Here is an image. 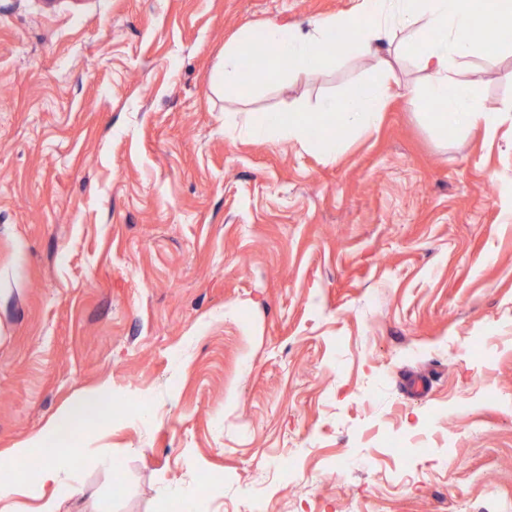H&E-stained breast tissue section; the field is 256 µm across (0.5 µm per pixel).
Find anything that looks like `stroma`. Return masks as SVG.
<instances>
[{"label":"stroma","mask_w":512,"mask_h":512,"mask_svg":"<svg viewBox=\"0 0 512 512\" xmlns=\"http://www.w3.org/2000/svg\"><path fill=\"white\" fill-rule=\"evenodd\" d=\"M353 0H0V454L86 390L66 512H512V127L434 131L411 53L336 160L241 136L371 79L219 89L243 25ZM478 94L512 51L477 45Z\"/></svg>","instance_id":"obj_1"}]
</instances>
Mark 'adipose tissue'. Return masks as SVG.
Wrapping results in <instances>:
<instances>
[{
  "instance_id": "adipose-tissue-1",
  "label": "adipose tissue",
  "mask_w": 512,
  "mask_h": 512,
  "mask_svg": "<svg viewBox=\"0 0 512 512\" xmlns=\"http://www.w3.org/2000/svg\"><path fill=\"white\" fill-rule=\"evenodd\" d=\"M501 0H358L349 12L314 22L308 32L282 26H269L262 32L243 27L239 36L224 47V88L239 96L248 95L251 84L241 75L245 46L255 35L275 49L272 70L315 72L329 59L319 48L326 37L342 33L349 37L359 54L374 55L381 39L401 35L404 47L418 46L417 64L427 75V96L436 111L426 113V120L436 129H482L493 135L506 123L512 124V99L487 108L478 96L480 80L469 58L475 50L473 30L483 25L487 30L506 28ZM396 76L390 63H383L369 82L351 90L342 98H327L318 114L275 112L250 116L241 132L261 140L297 144L320 151L333 159L341 152L344 133L359 132L376 126L391 96ZM112 401L111 393L99 388L83 394L66 407L39 436L41 444L55 445V453L45 457L35 478L20 475V466L31 454L25 444L0 454V474L9 480L0 483V500L10 498L29 486H52L39 512H60L65 501L85 497L87 486L75 478L76 458L71 449L76 431L88 429Z\"/></svg>"
}]
</instances>
